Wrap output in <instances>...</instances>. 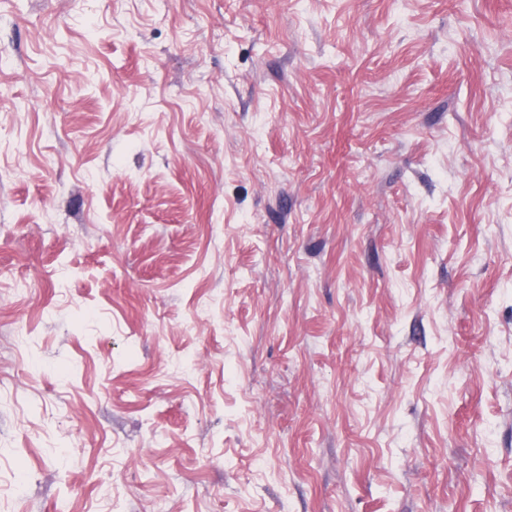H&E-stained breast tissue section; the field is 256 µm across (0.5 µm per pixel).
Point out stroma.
Returning <instances> with one entry per match:
<instances>
[{"instance_id":"obj_1","label":"stroma","mask_w":512,"mask_h":512,"mask_svg":"<svg viewBox=\"0 0 512 512\" xmlns=\"http://www.w3.org/2000/svg\"><path fill=\"white\" fill-rule=\"evenodd\" d=\"M0 512H512V0H0Z\"/></svg>"}]
</instances>
